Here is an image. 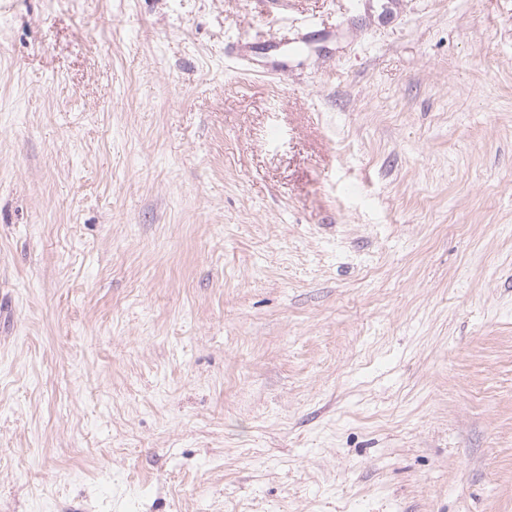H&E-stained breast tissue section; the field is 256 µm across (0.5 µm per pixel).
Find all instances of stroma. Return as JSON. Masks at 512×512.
Masks as SVG:
<instances>
[{
    "label": "stroma",
    "instance_id": "obj_1",
    "mask_svg": "<svg viewBox=\"0 0 512 512\" xmlns=\"http://www.w3.org/2000/svg\"><path fill=\"white\" fill-rule=\"evenodd\" d=\"M0 512H512V0H0ZM336 38V30H314L310 24H300L294 30L293 37L288 43L297 47L309 48L316 39L331 40ZM281 42L282 37L277 35H270L262 41L241 40L226 47L224 54L256 72L283 76L288 66ZM261 58L266 61H261Z\"/></svg>",
    "mask_w": 512,
    "mask_h": 512
}]
</instances>
